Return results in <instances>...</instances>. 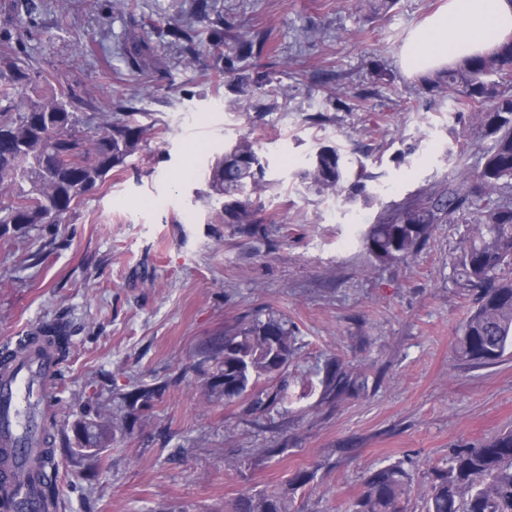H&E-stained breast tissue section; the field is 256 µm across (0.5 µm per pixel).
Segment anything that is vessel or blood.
<instances>
[{
	"mask_svg": "<svg viewBox=\"0 0 512 512\" xmlns=\"http://www.w3.org/2000/svg\"><path fill=\"white\" fill-rule=\"evenodd\" d=\"M58 368L52 356L33 353L0 370V486L11 494L15 512H45L35 487L20 472L37 451L28 428L35 385L52 378Z\"/></svg>",
	"mask_w": 512,
	"mask_h": 512,
	"instance_id": "1",
	"label": "vessel or blood"
}]
</instances>
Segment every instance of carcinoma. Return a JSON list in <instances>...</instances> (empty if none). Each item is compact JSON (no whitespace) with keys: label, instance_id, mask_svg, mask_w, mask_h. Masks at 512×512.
Returning a JSON list of instances; mask_svg holds the SVG:
<instances>
[{"label":"carcinoma","instance_id":"obj_1","mask_svg":"<svg viewBox=\"0 0 512 512\" xmlns=\"http://www.w3.org/2000/svg\"><path fill=\"white\" fill-rule=\"evenodd\" d=\"M28 21L26 38L37 26L42 4L21 0ZM268 50L261 37L244 34L224 55L220 74L230 77L235 63ZM154 50L135 44L128 62L142 69L153 62ZM433 97L455 95L471 112L493 144L483 162L461 174L454 187L416 194L394 213L373 225L364 245L383 262H401L415 255L431 228L445 219L461 217L472 226L458 256L459 276L475 292V307L456 343L457 356L476 367L497 364L512 356V40L485 55L467 57L455 66L422 78ZM125 99L100 108L73 88L57 89L34 69L23 41L0 38V228L18 229L62 224L88 194L102 187L112 170L127 165L142 149L152 124ZM320 195H347L365 190L363 172L348 183L350 169L334 148L319 151L304 171ZM207 179L224 207L213 212L216 224H236L240 233L258 232L257 207L245 193L264 190L265 166L256 142L236 140L209 167ZM486 196L481 208L472 197ZM42 344L59 360L70 350L66 325L47 322L38 332ZM294 331L283 316L255 317L224 333L213 351L224 355V399L240 398L262 377L276 386L254 405L288 402V363L294 354ZM325 391L339 397L365 382L340 361L326 370ZM41 455L28 473L41 498L57 505L60 493L51 433L43 431ZM409 475L400 463L369 473L362 491L346 512H406ZM234 512H295L288 493L242 495ZM425 512H512V429L479 447L452 448L445 466L433 470Z\"/></svg>","mask_w":512,"mask_h":512}]
</instances>
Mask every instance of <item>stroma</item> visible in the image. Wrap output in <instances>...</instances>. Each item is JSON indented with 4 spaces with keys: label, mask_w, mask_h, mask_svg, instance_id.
<instances>
[{
    "label": "stroma",
    "mask_w": 512,
    "mask_h": 512,
    "mask_svg": "<svg viewBox=\"0 0 512 512\" xmlns=\"http://www.w3.org/2000/svg\"><path fill=\"white\" fill-rule=\"evenodd\" d=\"M444 2L374 12L357 0H209L196 15L194 0H75L41 12L27 43L34 68L102 106L134 100L153 120L143 149L65 223L0 236V353L46 322L70 331L50 394L56 512H232L242 493L288 487L300 470L314 478L296 490V512H345L370 470L397 461L409 512H424L449 449L512 428V358L475 368L455 353L474 307L454 272L468 224L434 225L405 262H379L362 243L382 214L457 183L492 145L454 99L432 97L400 66L409 31ZM185 25L190 61L169 35ZM245 33L266 35L271 50L240 62L238 76L287 95L249 98L218 78L219 54ZM136 34L157 68H128ZM244 135L266 162L255 236L213 223L206 179ZM324 146L370 173V205L302 180ZM271 313L295 331L290 399L257 411L251 397L225 400L210 348ZM334 359L364 388L327 395ZM143 384L155 395L129 406ZM94 420L111 436L88 460L75 428Z\"/></svg>",
    "instance_id": "obj_1"
}]
</instances>
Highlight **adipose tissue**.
Returning a JSON list of instances; mask_svg holds the SVG:
<instances>
[{
	"label": "adipose tissue",
	"instance_id": "adipose-tissue-1",
	"mask_svg": "<svg viewBox=\"0 0 512 512\" xmlns=\"http://www.w3.org/2000/svg\"><path fill=\"white\" fill-rule=\"evenodd\" d=\"M512 37V0H447L414 28L400 51L411 74L493 50Z\"/></svg>",
	"mask_w": 512,
	"mask_h": 512
}]
</instances>
